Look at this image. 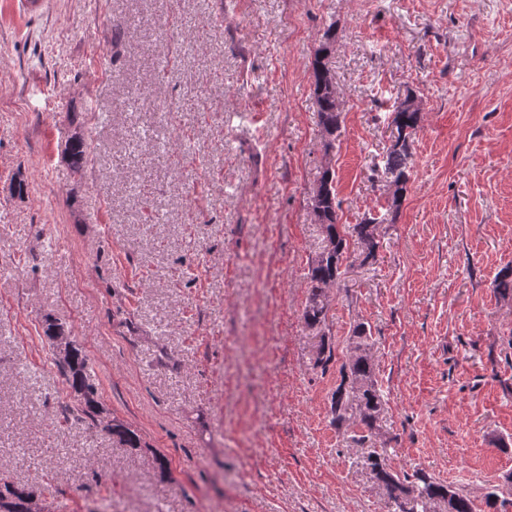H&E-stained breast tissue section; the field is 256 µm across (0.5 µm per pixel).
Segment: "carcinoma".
I'll list each match as a JSON object with an SVG mask.
<instances>
[{"instance_id": "1", "label": "carcinoma", "mask_w": 512, "mask_h": 512, "mask_svg": "<svg viewBox=\"0 0 512 512\" xmlns=\"http://www.w3.org/2000/svg\"><path fill=\"white\" fill-rule=\"evenodd\" d=\"M335 42L336 30L330 26L312 61L314 104L328 147L336 140L342 124V100L330 61ZM416 98L413 91H407L405 99L390 113L389 124L395 127L398 137L376 165L384 187L392 188L389 210L393 213L405 197L414 167L413 143L422 112V108L413 105ZM67 151L74 167L79 168L86 162L82 136H74ZM309 203L323 234V247L309 266V295L302 321L305 329L319 338L314 366L325 373L335 359L333 343L326 333L328 291L340 279L344 265H352L357 260L365 265L375 260L379 248L378 229L387 218H366L353 226L338 223L335 173L329 167L323 171ZM351 238L358 247L355 254L349 252ZM372 348L371 329L364 323L356 324L348 337L345 360L339 367V383L330 397L331 423L338 430L355 428L352 440L356 442L373 438L384 410L383 396L374 375ZM56 365L71 389L83 398L84 406L77 419H95L97 402L95 388L88 382L87 358L73 345L68 356L56 357ZM108 432L113 441L125 448L141 447L140 435L118 419L108 425ZM368 466L379 486L386 491L391 512H434L440 503L448 507L449 512H476L473 500L462 488L449 486L421 470L403 477L392 473L384 451L370 454ZM511 495V489L495 487L486 493L484 504L491 512H496ZM32 508L33 493L0 476V512H32Z\"/></svg>"}]
</instances>
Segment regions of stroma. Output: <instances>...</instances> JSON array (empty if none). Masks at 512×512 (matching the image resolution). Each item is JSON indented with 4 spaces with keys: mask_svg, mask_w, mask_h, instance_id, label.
<instances>
[{
    "mask_svg": "<svg viewBox=\"0 0 512 512\" xmlns=\"http://www.w3.org/2000/svg\"><path fill=\"white\" fill-rule=\"evenodd\" d=\"M330 26L331 144L310 67ZM410 90L408 191L330 293L337 356L370 327L385 400L356 444L301 320L308 198L329 164L340 223L386 214L374 165ZM508 268L512 0H0V474L39 512H389L382 449L486 512L512 475ZM47 315L90 360L95 420L70 414ZM112 440L125 448H141L140 435L120 420H112L107 427Z\"/></svg>",
    "mask_w": 512,
    "mask_h": 512,
    "instance_id": "stroma-1",
    "label": "stroma"
}]
</instances>
